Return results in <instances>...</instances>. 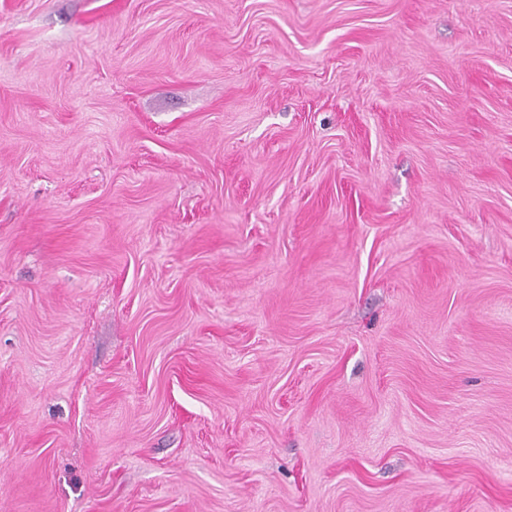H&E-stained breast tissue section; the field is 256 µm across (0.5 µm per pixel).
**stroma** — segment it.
<instances>
[{
  "label": "stroma",
  "instance_id": "obj_1",
  "mask_svg": "<svg viewBox=\"0 0 512 512\" xmlns=\"http://www.w3.org/2000/svg\"><path fill=\"white\" fill-rule=\"evenodd\" d=\"M0 512H512V0H0Z\"/></svg>",
  "mask_w": 512,
  "mask_h": 512
}]
</instances>
